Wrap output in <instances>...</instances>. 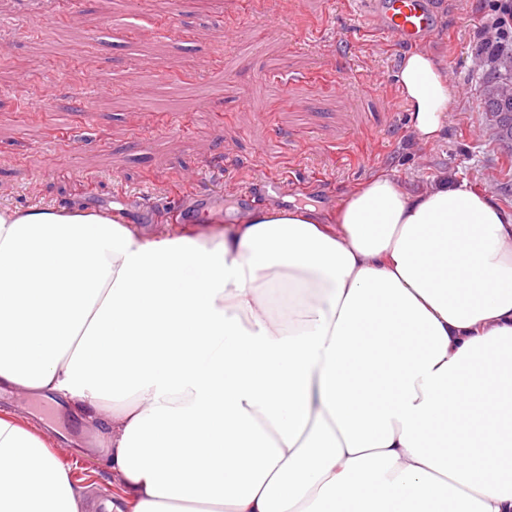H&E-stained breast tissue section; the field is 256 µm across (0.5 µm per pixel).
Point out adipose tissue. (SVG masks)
<instances>
[{"label":"adipose tissue","mask_w":512,"mask_h":512,"mask_svg":"<svg viewBox=\"0 0 512 512\" xmlns=\"http://www.w3.org/2000/svg\"><path fill=\"white\" fill-rule=\"evenodd\" d=\"M398 79L436 137L440 69ZM1 383L102 421L112 512H512V212L388 176L210 235L1 211ZM93 510L0 414V512Z\"/></svg>","instance_id":"obj_1"}]
</instances>
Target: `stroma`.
<instances>
[{
    "instance_id": "35a3bbf8",
    "label": "stroma",
    "mask_w": 512,
    "mask_h": 512,
    "mask_svg": "<svg viewBox=\"0 0 512 512\" xmlns=\"http://www.w3.org/2000/svg\"><path fill=\"white\" fill-rule=\"evenodd\" d=\"M249 2L183 0L174 16L167 0H148L133 8L135 40L109 27L118 0H44L63 34L51 51L44 26L0 29V209L80 202L147 233H211L271 205L327 214L386 175L411 191L445 176L512 211L507 157L479 106L477 51L498 0H446L427 55L455 74L453 118L426 142L398 90L408 47L360 26L346 0H265L273 25ZM104 71L112 87L86 97ZM275 175L276 193L263 186ZM42 419L75 481L111 499L101 424L64 398Z\"/></svg>"
}]
</instances>
